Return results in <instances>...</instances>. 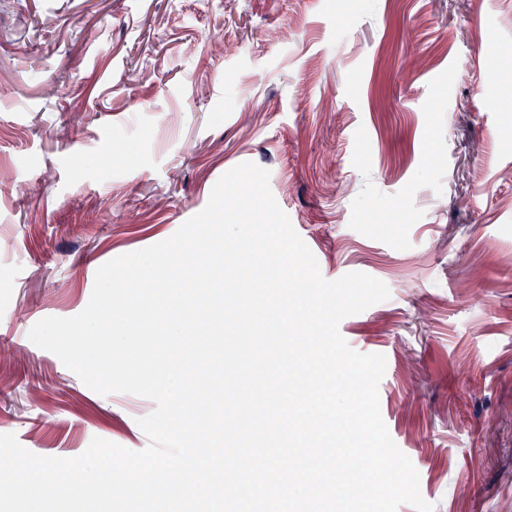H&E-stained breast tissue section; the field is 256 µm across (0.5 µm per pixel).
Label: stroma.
<instances>
[{
	"mask_svg": "<svg viewBox=\"0 0 512 512\" xmlns=\"http://www.w3.org/2000/svg\"><path fill=\"white\" fill-rule=\"evenodd\" d=\"M503 38L512 0H0V434L46 457L148 445L152 400L92 391L28 332L252 162L324 279L387 286L339 332L385 356L381 415L423 498L512 512Z\"/></svg>",
	"mask_w": 512,
	"mask_h": 512,
	"instance_id": "35a3bbf8",
	"label": "stroma"
}]
</instances>
